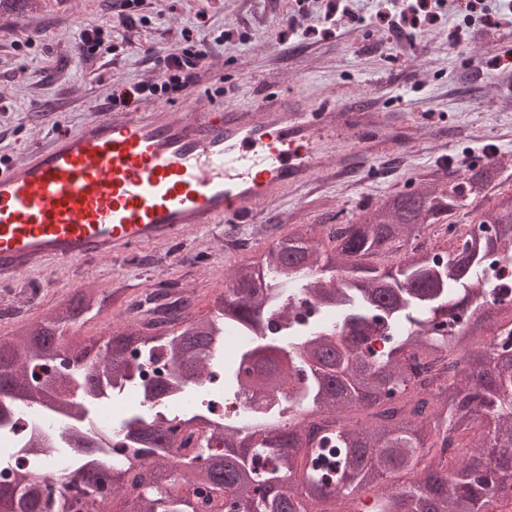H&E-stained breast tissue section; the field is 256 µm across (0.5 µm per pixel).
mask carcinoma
<instances>
[{
    "instance_id": "cac0c4a2",
    "label": "carcinoma",
    "mask_w": 512,
    "mask_h": 512,
    "mask_svg": "<svg viewBox=\"0 0 512 512\" xmlns=\"http://www.w3.org/2000/svg\"><path fill=\"white\" fill-rule=\"evenodd\" d=\"M48 0H0V15L25 17ZM503 166L479 164L460 174L420 175L415 187L389 193L344 214L324 211L312 224L270 233L259 260L244 258L225 279L204 317L188 313L190 298L177 284H160L126 298L127 288H77L36 325L0 338V421L24 405L51 407L61 390L80 386L84 403L140 384V351L159 352L171 369L147 388L154 398L207 376L225 331L251 341L238 365L224 371V390L260 394L248 423L215 424L202 412L178 421L131 417L127 437L140 442L145 465L133 481L113 449L86 446L83 432L55 448L38 431L28 443L31 465L47 452L71 459L69 493L46 495L34 477L0 488L8 512H70L81 503L99 512L107 488L122 512H197L178 493H224L230 512H334L344 499L374 492L372 512H486L492 494L512 487V328L493 349L471 351L469 322H461L484 293V260L512 262V194L498 193ZM468 209L470 224L491 234H463L451 221ZM459 234L445 256L424 248L426 231ZM331 249H322V239ZM117 303L130 314L101 344L64 341L65 329ZM388 333L390 347L371 351ZM69 348L74 369L34 386L33 368ZM284 401L312 411L286 426L276 418ZM364 412V419L347 414ZM481 437L468 456H443L462 447L475 425ZM201 432L197 447L179 455V427ZM339 451L335 468L308 472L327 446ZM405 473L411 480L394 483Z\"/></svg>"
}]
</instances>
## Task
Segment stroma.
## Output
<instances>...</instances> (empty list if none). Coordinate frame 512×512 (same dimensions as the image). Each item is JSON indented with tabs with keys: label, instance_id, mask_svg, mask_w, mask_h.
<instances>
[{
	"label": "stroma",
	"instance_id": "35a3bbf8",
	"mask_svg": "<svg viewBox=\"0 0 512 512\" xmlns=\"http://www.w3.org/2000/svg\"><path fill=\"white\" fill-rule=\"evenodd\" d=\"M73 0L49 5L21 20L0 17V158L21 160L25 150L58 130H77L89 119L85 101L103 102L118 85L155 83L163 68L148 56L204 48L187 93L142 99L143 108H181L186 95L198 106L225 101L255 107L263 93L296 97L308 105L345 104L360 98L399 114L418 128L413 144L354 166L346 176L316 179L268 200L257 224L239 225L252 238L256 225L289 224L308 202L349 210L403 189L410 177L450 161L458 173L492 151L505 168L502 192L512 191V0H478L463 12L452 0H433L435 20L419 28L389 29L384 0ZM112 30V48L85 54L83 24ZM445 128V137L436 129ZM225 224L200 228L183 240L135 249L134 260H105L86 268L57 263L0 284V336L36 323L73 285L134 291L174 280L206 315L225 269L259 256L264 241L233 250Z\"/></svg>",
	"mask_w": 512,
	"mask_h": 512
}]
</instances>
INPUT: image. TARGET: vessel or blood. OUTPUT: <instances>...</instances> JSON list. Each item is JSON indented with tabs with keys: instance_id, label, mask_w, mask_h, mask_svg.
<instances>
[{
	"instance_id": "b4317fda",
	"label": "vessel or blood",
	"mask_w": 512,
	"mask_h": 512,
	"mask_svg": "<svg viewBox=\"0 0 512 512\" xmlns=\"http://www.w3.org/2000/svg\"><path fill=\"white\" fill-rule=\"evenodd\" d=\"M105 113L0 163V283L48 263L93 264L168 243L261 205L329 167L343 171L412 140L368 103L306 109L275 94L142 109L125 86Z\"/></svg>"
}]
</instances>
